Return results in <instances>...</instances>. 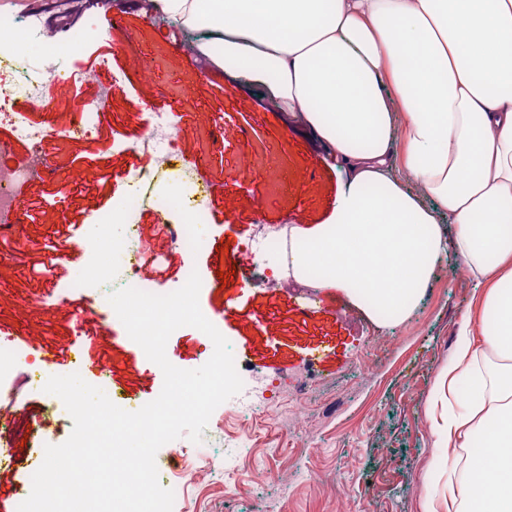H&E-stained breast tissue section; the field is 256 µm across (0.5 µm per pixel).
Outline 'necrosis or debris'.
<instances>
[{
	"instance_id": "obj_1",
	"label": "necrosis or debris",
	"mask_w": 512,
	"mask_h": 512,
	"mask_svg": "<svg viewBox=\"0 0 512 512\" xmlns=\"http://www.w3.org/2000/svg\"><path fill=\"white\" fill-rule=\"evenodd\" d=\"M37 21L24 14L0 12V33L8 32L16 46L6 64H0V125L8 126L12 139L24 141L29 146L23 164L8 166L0 161V230L11 229L19 221V196L29 182L43 178L49 170L47 145L53 137L50 128L30 121L31 108L46 106L52 87L68 75L67 62L79 50L98 37L96 30L86 27L72 28L64 40H56L51 34L37 35ZM111 88H102L95 101H76L72 123L68 129L70 138L94 146L98 141L101 112L111 98ZM178 133L171 114L154 113L152 129L145 135L139 148L158 158L165 166H174L180 159L177 146ZM142 175H132L124 196L112 206L111 211L97 216L101 230L96 259L92 265L77 267L68 281L69 291H76L97 309L107 311L111 305L110 288L104 282L114 253L126 258L124 283L140 287L147 275L145 245L149 233L145 225L131 221V213L141 202ZM206 190L193 184L190 193L181 199L169 201L168 215L175 221L168 227L170 240L178 249L194 253L201 245L193 227L203 223ZM125 227L122 239L110 238L109 225ZM49 375L39 365L29 360L28 354L0 345V391H7L11 399H18L22 385L42 390Z\"/></svg>"
}]
</instances>
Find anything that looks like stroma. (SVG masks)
Masks as SVG:
<instances>
[{
  "label": "stroma",
  "instance_id": "35a3bbf8",
  "mask_svg": "<svg viewBox=\"0 0 512 512\" xmlns=\"http://www.w3.org/2000/svg\"><path fill=\"white\" fill-rule=\"evenodd\" d=\"M38 16L56 38L69 26L93 22L108 29L113 14L127 20L126 36L95 41L91 58L71 63L74 79L54 88L46 110L32 121L54 127L47 177L28 185L21 198V228L6 234L0 250V341L19 350L47 344L68 348L80 343L88 363H107L113 381L145 405L160 393L158 367L147 361L121 323L102 319L79 294L64 286L73 269L58 263L35 278L31 260H43L61 243L62 218L75 227V240L94 244L95 214L108 208L96 191L100 174L118 177L155 169L138 150L152 112L173 113L185 169H155L145 192L148 203L136 215L152 229L150 246L164 272H153L148 288L176 287L187 268L207 280L227 272L222 288L199 297L201 308L217 314L233 345L242 376L269 403L305 397L309 404L300 428L286 434L267 431L259 417L232 418L214 411L200 444L182 437L156 454L160 483L185 466L184 451L197 449L219 459L236 452L241 467L238 492L224 495L223 469L196 472L173 512H424L426 496L448 498V451L438 447L430 406L438 376L453 351L457 328L483 285L454 259V234L441 223L444 253L430 275L423 297L401 322L373 319L334 288L293 283L270 290L267 277L278 261L258 260L249 288L231 275L247 263L244 245L255 222H289L304 227L324 223L344 183L323 146L300 123L286 120L258 84L208 67L198 53L201 31H191L155 12L150 0H0ZM124 77L101 120L97 151L71 140L66 129L76 100L96 99L115 77ZM216 187L207 203L205 245L187 255L156 235L160 201L185 195L192 167ZM39 296L36 304L23 297ZM208 342L191 327L179 328L167 343V357L182 369L208 359ZM17 409L28 428L65 442L71 416L55 413L44 396L21 394ZM252 435L250 447L234 450L231 435ZM319 454L305 453L303 440ZM36 443L13 449L12 464L0 465V512H15L18 484L27 482ZM260 470L271 479L255 480Z\"/></svg>",
  "mask_w": 512,
  "mask_h": 512
}]
</instances>
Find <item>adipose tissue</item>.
<instances>
[{
  "label": "adipose tissue",
  "mask_w": 512,
  "mask_h": 512,
  "mask_svg": "<svg viewBox=\"0 0 512 512\" xmlns=\"http://www.w3.org/2000/svg\"><path fill=\"white\" fill-rule=\"evenodd\" d=\"M157 2L208 22L222 49L201 46L207 61L262 85L343 171L327 223L288 256L296 276L321 267L320 287L404 319L442 254L447 211L458 265L487 282L477 309L498 316L480 345L464 316L435 388L448 403L439 447L482 439L448 468V512H512V0Z\"/></svg>",
  "instance_id": "adipose-tissue-1"
}]
</instances>
